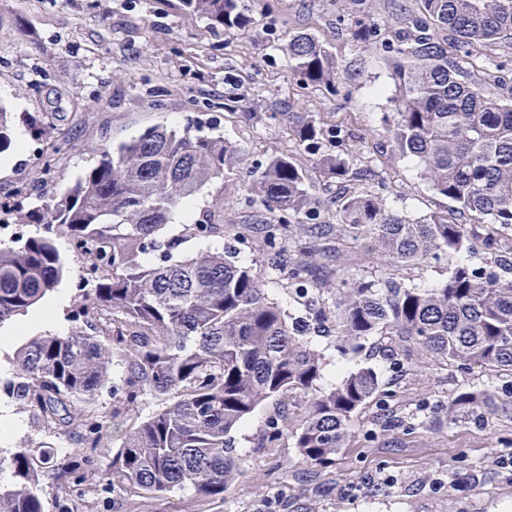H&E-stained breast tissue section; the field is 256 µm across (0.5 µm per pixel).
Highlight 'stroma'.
Wrapping results in <instances>:
<instances>
[{
	"label": "stroma",
	"instance_id": "1",
	"mask_svg": "<svg viewBox=\"0 0 512 512\" xmlns=\"http://www.w3.org/2000/svg\"><path fill=\"white\" fill-rule=\"evenodd\" d=\"M254 18L248 32L212 27L190 14L181 0H0V106L13 112L12 142L0 150V225L28 234L19 210L63 192L98 162L99 148L127 141L145 128L198 123L205 134L240 147L243 168L206 184L195 213L211 211L219 229L198 238L186 224L171 223L162 239H178L177 253L223 251L228 224H277L246 188L249 170L274 152L288 149L286 126L275 120L245 121L224 106V82L234 78L259 112H314L327 126L340 125L372 162L367 187L381 192L394 213L415 219L448 207L422 180L414 160L391 151L387 117L396 94L386 48L394 32L419 11L417 0H366V20L377 39L356 47L358 16L343 0H242ZM307 30L328 43L345 72L336 91L305 85L283 47L289 33ZM457 63L465 80L484 82L490 93L512 97V44L474 47ZM41 113L50 131L63 134L61 152L46 135L31 136L23 115ZM30 193L15 196L20 184ZM54 245L65 265L59 285L43 300L59 306L71 331L88 285L85 264L67 236ZM326 358L320 384L331 387L362 365L382 378L378 397L354 415L349 438L325 468L308 464L290 436L276 447L259 442L271 417L297 425L304 402L266 403L234 436L239 473L224 495L204 498L182 489L163 496L114 483L102 499L78 503V512H512V473L497 463L512 453V417L489 414L483 425L446 423L444 407L462 388L512 397V373L478 367L461 370L418 352L391 361L394 337L377 336L358 354L339 353L332 337L308 334ZM127 368L116 362L94 403L78 407L67 431L41 426L34 412L0 392V407L16 420L0 439V455L14 448L40 449L54 462L110 460L126 433L166 406V395L129 401ZM103 424L99 448H90L86 414Z\"/></svg>",
	"mask_w": 512,
	"mask_h": 512
}]
</instances>
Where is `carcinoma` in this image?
Segmentation results:
<instances>
[{
  "mask_svg": "<svg viewBox=\"0 0 512 512\" xmlns=\"http://www.w3.org/2000/svg\"><path fill=\"white\" fill-rule=\"evenodd\" d=\"M215 26L248 32L253 17L241 0H182ZM512 41V0H420V12L392 42L398 89L390 133L397 155L412 157L420 176L454 206L408 219L390 211L375 190L356 187L352 149H323L326 128L312 112H246L250 121L288 122L295 147L308 153L336 185V223L263 224L259 258L311 299L306 322L336 337V348L358 353L374 336H402L436 359L460 368L512 371V99L460 79L448 50ZM293 70L312 86L336 88L343 65L311 32L288 36ZM58 197L27 209L36 231L0 247V325L26 315L61 282L64 267L52 235L100 246L108 271L93 279L82 324L65 336L44 334L20 347L9 394L33 408L42 425L71 424L72 405L98 393L111 363L127 365L129 402L168 394L172 402L129 431L105 474L151 495L186 487L202 497L224 494L235 473L233 434L260 405L293 394L307 402L304 420L288 430L271 422L261 447L291 433L303 459L332 463L348 440L352 416L381 391L376 368L362 365L334 388L319 386L324 354L304 338L296 318L269 299L256 262L236 250L200 252L174 260L175 243L159 233L206 184L241 162L237 147L218 137L164 125L146 128L113 149ZM248 190L271 213L313 219L324 202L310 192L307 171L290 151L271 155L250 175ZM487 222L483 236L464 217ZM205 238L214 224L189 217ZM301 241L285 260L284 243ZM357 244L373 271L351 266L345 247ZM482 251L473 264L465 253ZM163 252L157 262L147 257ZM448 262L433 288L410 287L403 272ZM343 272L325 275L328 262ZM338 292L333 305L323 295ZM512 415V401L478 390L448 398V422L484 423ZM71 471L49 465L34 448L0 456V512H44L51 488L58 512H72Z\"/></svg>",
  "mask_w": 512,
  "mask_h": 512,
  "instance_id": "obj_1",
  "label": "carcinoma"
}]
</instances>
